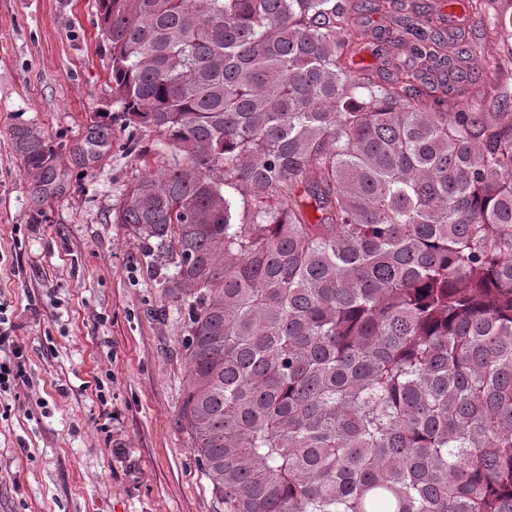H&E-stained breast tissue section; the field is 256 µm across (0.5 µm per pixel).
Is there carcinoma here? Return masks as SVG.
Segmentation results:
<instances>
[{"mask_svg":"<svg viewBox=\"0 0 512 512\" xmlns=\"http://www.w3.org/2000/svg\"><path fill=\"white\" fill-rule=\"evenodd\" d=\"M468 2L494 23L461 46L405 0H98L167 160L116 223L173 266L224 512H512V122L448 96L512 12ZM368 13L389 70L350 64ZM10 141L53 180L43 130Z\"/></svg>","mask_w":512,"mask_h":512,"instance_id":"1","label":"carcinoma"}]
</instances>
